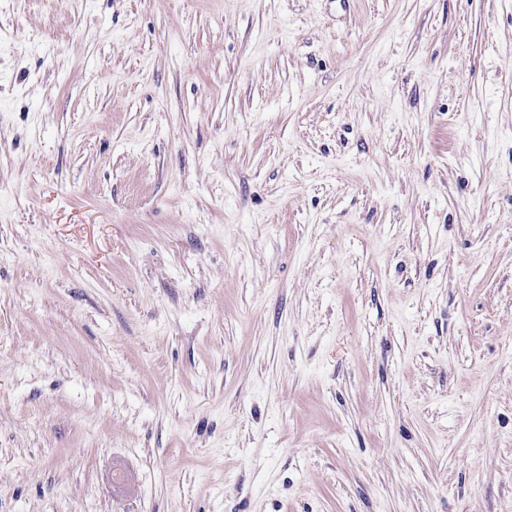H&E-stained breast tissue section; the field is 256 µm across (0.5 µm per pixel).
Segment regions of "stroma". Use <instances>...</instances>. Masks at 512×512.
I'll list each match as a JSON object with an SVG mask.
<instances>
[{"mask_svg": "<svg viewBox=\"0 0 512 512\" xmlns=\"http://www.w3.org/2000/svg\"><path fill=\"white\" fill-rule=\"evenodd\" d=\"M0 512H512V0H0Z\"/></svg>", "mask_w": 512, "mask_h": 512, "instance_id": "obj_1", "label": "stroma"}]
</instances>
